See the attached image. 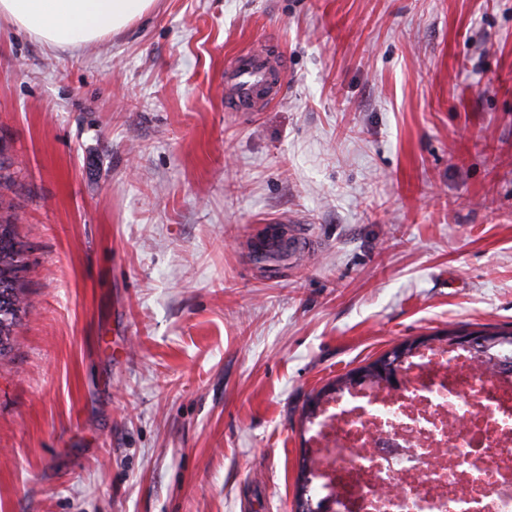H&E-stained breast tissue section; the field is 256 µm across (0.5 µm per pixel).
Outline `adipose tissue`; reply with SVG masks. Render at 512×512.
I'll list each match as a JSON object with an SVG mask.
<instances>
[{"label": "adipose tissue", "mask_w": 512, "mask_h": 512, "mask_svg": "<svg viewBox=\"0 0 512 512\" xmlns=\"http://www.w3.org/2000/svg\"><path fill=\"white\" fill-rule=\"evenodd\" d=\"M153 0H0V17L57 47L85 46L142 17Z\"/></svg>", "instance_id": "obj_1"}]
</instances>
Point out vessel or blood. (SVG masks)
Segmentation results:
<instances>
[{
	"instance_id": "vessel-or-blood-1",
	"label": "vessel or blood",
	"mask_w": 512,
	"mask_h": 512,
	"mask_svg": "<svg viewBox=\"0 0 512 512\" xmlns=\"http://www.w3.org/2000/svg\"><path fill=\"white\" fill-rule=\"evenodd\" d=\"M283 73V66L272 65L265 46L259 45L235 55L225 73L231 88L230 96L224 101L225 110H248L277 96Z\"/></svg>"
}]
</instances>
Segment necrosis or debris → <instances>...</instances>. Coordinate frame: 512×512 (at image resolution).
I'll return each instance as SVG.
<instances>
[{"mask_svg": "<svg viewBox=\"0 0 512 512\" xmlns=\"http://www.w3.org/2000/svg\"><path fill=\"white\" fill-rule=\"evenodd\" d=\"M321 512H512V372L434 341L322 399L307 431Z\"/></svg>", "mask_w": 512, "mask_h": 512, "instance_id": "necrosis-or-debris-1", "label": "necrosis or debris"}]
</instances>
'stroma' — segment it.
<instances>
[{"label": "stroma", "mask_w": 512, "mask_h": 512, "mask_svg": "<svg viewBox=\"0 0 512 512\" xmlns=\"http://www.w3.org/2000/svg\"><path fill=\"white\" fill-rule=\"evenodd\" d=\"M266 43L279 97L224 109ZM0 512H292L317 393L512 326V0H155L48 46L0 18ZM302 253L257 259L265 228ZM13 224H0V358L11 345V336L25 313L24 289L19 284L23 270Z\"/></svg>", "instance_id": "stroma-1"}]
</instances>
